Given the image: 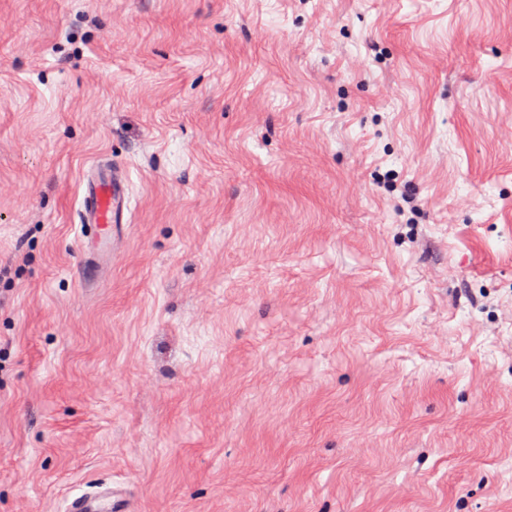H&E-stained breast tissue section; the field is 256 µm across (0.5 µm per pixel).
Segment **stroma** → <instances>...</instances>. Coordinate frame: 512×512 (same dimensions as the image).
Segmentation results:
<instances>
[{"mask_svg": "<svg viewBox=\"0 0 512 512\" xmlns=\"http://www.w3.org/2000/svg\"><path fill=\"white\" fill-rule=\"evenodd\" d=\"M101 478L512 512V0H0V512ZM127 206L124 172L109 161H98L86 176L79 210L88 265H102L112 255L114 230L117 224H125Z\"/></svg>", "mask_w": 512, "mask_h": 512, "instance_id": "35a3bbf8", "label": "stroma"}]
</instances>
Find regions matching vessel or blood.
I'll list each match as a JSON object with an SVG mask.
<instances>
[{"label": "vessel or blood", "mask_w": 512, "mask_h": 512, "mask_svg": "<svg viewBox=\"0 0 512 512\" xmlns=\"http://www.w3.org/2000/svg\"><path fill=\"white\" fill-rule=\"evenodd\" d=\"M128 206L126 178L108 161L97 162L84 183L80 224L84 231L83 251L88 265H102L115 246L114 231L124 223ZM68 512H130L129 493L121 484L92 486L69 496Z\"/></svg>", "instance_id": "vessel-or-blood-1"}]
</instances>
